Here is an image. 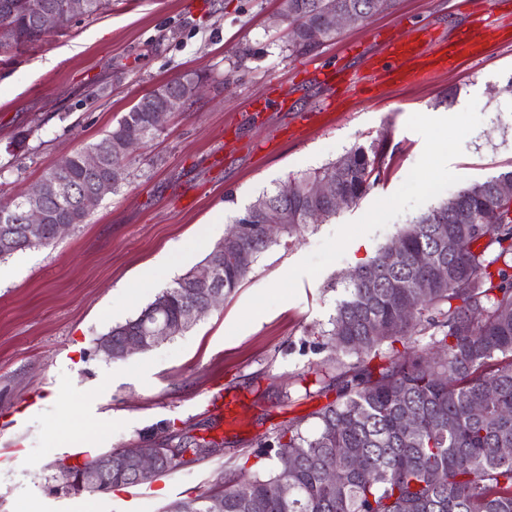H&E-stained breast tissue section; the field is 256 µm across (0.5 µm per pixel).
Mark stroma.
<instances>
[{"mask_svg": "<svg viewBox=\"0 0 512 512\" xmlns=\"http://www.w3.org/2000/svg\"><path fill=\"white\" fill-rule=\"evenodd\" d=\"M491 8L504 28L478 53L424 82H364L324 111L325 74L372 66L397 36L448 42ZM278 10L279 0H109L0 55L2 203L145 93L187 72L207 77L85 224L0 261V512H165L209 491L323 405L314 371L339 281L439 202L512 170V0H396L303 55ZM370 142L381 177L356 204L270 246L183 334L122 360L97 353L112 326L202 265L205 252L186 249L199 230L216 244L263 191ZM148 266L151 284L136 287ZM216 385L245 397L246 426L209 409ZM170 433L226 451L137 487L56 493L63 468L86 458L72 435L106 452Z\"/></svg>", "mask_w": 512, "mask_h": 512, "instance_id": "stroma-1", "label": "stroma"}]
</instances>
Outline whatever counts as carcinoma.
<instances>
[{"label":"carcinoma","instance_id":"obj_1","mask_svg":"<svg viewBox=\"0 0 512 512\" xmlns=\"http://www.w3.org/2000/svg\"><path fill=\"white\" fill-rule=\"evenodd\" d=\"M57 0H0V30L9 29L22 40L0 41V49H17L38 42L34 18ZM373 0H283L281 10L290 27L291 43L298 54L310 47L304 32L312 25L326 27L325 39L338 31L327 18L337 11H352L358 21L374 16ZM202 76L185 73L143 95L95 143L58 162L41 178L59 186L44 202L46 234L41 244L56 239L54 225L85 223L90 211L80 207L81 197L101 180L124 167L131 156L128 139L147 140L157 133L152 111L174 91L184 101L196 94ZM96 153L100 166L90 171L83 157ZM381 150L371 143L358 145L337 160L292 179L294 192L281 187L263 192L234 219L250 224L247 239L224 235V249L246 255L241 264H224V294L232 293L253 269L260 254L274 240L264 231L266 209L287 213L285 235L306 224L336 215V203L311 204L308 186L327 178L337 182L339 193L354 204L379 179ZM512 180V171L483 182L485 192L470 188L422 214L399 233L404 251L399 263L389 261V246L346 279L345 298L321 332L322 347L329 350L321 371L324 385L317 394L334 399L279 431L274 443L259 444L257 458L276 461L268 472L224 475L222 488L176 501L167 512H209V501L224 493V512H512V203L494 193L497 182ZM23 196L0 203V236L14 240L9 257L31 248L17 212ZM428 251L448 267V277L424 292L420 284L430 279L429 268L418 263ZM197 297L192 272H187L159 294L145 310L163 304V316L174 321L172 335L193 326L179 322L190 300ZM404 304L410 315L397 321L395 308ZM428 342L419 345V339ZM356 358L354 363L344 358ZM377 360L372 365L370 361ZM497 398L477 415L473 407L483 401L487 386ZM414 414L412 422L403 413ZM186 451L197 457L224 452L222 448H169L160 461L163 475L181 464ZM123 454L112 451V486L141 484L121 465ZM356 461L345 485L325 483L324 470ZM444 472L435 484L431 474Z\"/></svg>","mask_w":512,"mask_h":512}]
</instances>
